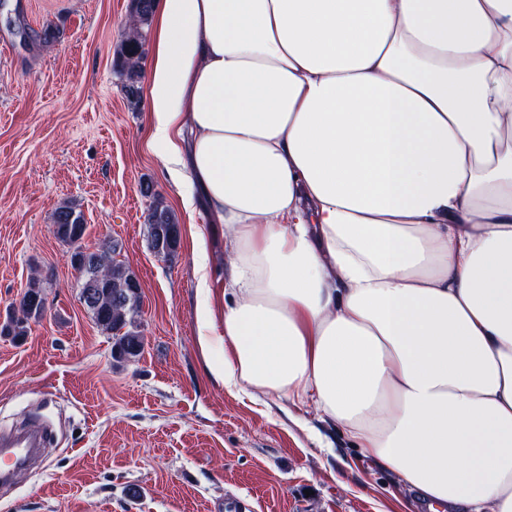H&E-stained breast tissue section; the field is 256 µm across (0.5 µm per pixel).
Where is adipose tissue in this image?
Returning a JSON list of instances; mask_svg holds the SVG:
<instances>
[{
    "label": "adipose tissue",
    "mask_w": 512,
    "mask_h": 512,
    "mask_svg": "<svg viewBox=\"0 0 512 512\" xmlns=\"http://www.w3.org/2000/svg\"><path fill=\"white\" fill-rule=\"evenodd\" d=\"M145 93L227 230L208 372L512 512V0H163Z\"/></svg>",
    "instance_id": "adipose-tissue-1"
}]
</instances>
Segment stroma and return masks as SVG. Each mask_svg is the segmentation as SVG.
I'll use <instances>...</instances> for the list:
<instances>
[{
  "instance_id": "obj_1",
  "label": "stroma",
  "mask_w": 512,
  "mask_h": 512,
  "mask_svg": "<svg viewBox=\"0 0 512 512\" xmlns=\"http://www.w3.org/2000/svg\"><path fill=\"white\" fill-rule=\"evenodd\" d=\"M128 20L129 0H0V325L32 279L45 297L25 336L0 335V431L36 415L53 431L42 461L0 487V512H421L313 405L208 375L199 282L221 298L228 241L203 206L185 207L145 97L126 93ZM158 199L181 228L170 260L148 245ZM66 202L83 214L84 246L117 243L139 281L137 362H113L80 301L52 228Z\"/></svg>"
}]
</instances>
